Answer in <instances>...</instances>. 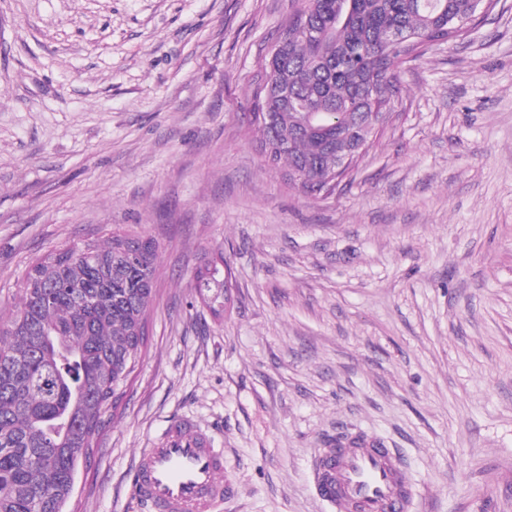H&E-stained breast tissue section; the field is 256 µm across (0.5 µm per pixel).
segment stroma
<instances>
[{
    "mask_svg": "<svg viewBox=\"0 0 512 512\" xmlns=\"http://www.w3.org/2000/svg\"><path fill=\"white\" fill-rule=\"evenodd\" d=\"M298 0H0V320L25 266L112 229L157 246L148 342L65 512H149L139 456L187 418L213 512H336L312 458L396 449L408 512H512V0L400 68L320 200L267 167L253 90ZM224 256L214 317L196 268Z\"/></svg>",
    "mask_w": 512,
    "mask_h": 512,
    "instance_id": "stroma-1",
    "label": "stroma"
}]
</instances>
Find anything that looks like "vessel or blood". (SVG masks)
Returning a JSON list of instances; mask_svg holds the SVG:
<instances>
[{
    "label": "vessel or blood",
    "instance_id": "1",
    "mask_svg": "<svg viewBox=\"0 0 512 512\" xmlns=\"http://www.w3.org/2000/svg\"><path fill=\"white\" fill-rule=\"evenodd\" d=\"M314 483L338 512H408L413 497L395 449L377 445L321 449ZM135 484L153 512H211L226 491L224 455L184 419L141 454Z\"/></svg>",
    "mask_w": 512,
    "mask_h": 512
}]
</instances>
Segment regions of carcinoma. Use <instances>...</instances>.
<instances>
[{
  "label": "carcinoma",
  "instance_id": "carcinoma-1",
  "mask_svg": "<svg viewBox=\"0 0 512 512\" xmlns=\"http://www.w3.org/2000/svg\"><path fill=\"white\" fill-rule=\"evenodd\" d=\"M479 15L474 0H300L254 90L264 163L286 165L308 198L333 194L353 176L356 144L370 150L396 112L404 60L466 35ZM156 259L153 240L115 231L89 254L54 249L26 267L0 327V512H64L72 474L146 344ZM208 268L195 288L217 313L234 285Z\"/></svg>",
  "mask_w": 512,
  "mask_h": 512
}]
</instances>
